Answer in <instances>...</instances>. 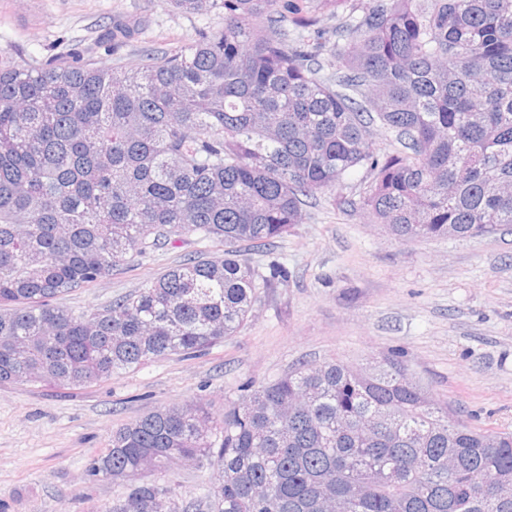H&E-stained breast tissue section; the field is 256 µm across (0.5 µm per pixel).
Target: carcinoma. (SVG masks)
Instances as JSON below:
<instances>
[{
    "instance_id": "1",
    "label": "carcinoma",
    "mask_w": 512,
    "mask_h": 512,
    "mask_svg": "<svg viewBox=\"0 0 512 512\" xmlns=\"http://www.w3.org/2000/svg\"><path fill=\"white\" fill-rule=\"evenodd\" d=\"M224 25L134 66L0 54V384L82 386L235 335L288 271L271 245L353 170L361 209L402 241L512 226V0H358L332 31L306 0H173ZM378 128L390 149L367 138ZM196 233L126 299L57 300L128 255ZM215 481L188 503L143 480ZM127 482L106 512H512V432L476 430L384 354L303 364L224 405L164 407L89 464ZM146 479L171 487L178 498L191 501L201 496L213 482L209 468H197L193 463L179 462L166 472H146Z\"/></svg>"
}]
</instances>
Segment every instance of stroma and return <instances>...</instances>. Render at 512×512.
I'll return each mask as SVG.
<instances>
[{
  "label": "stroma",
  "mask_w": 512,
  "mask_h": 512,
  "mask_svg": "<svg viewBox=\"0 0 512 512\" xmlns=\"http://www.w3.org/2000/svg\"><path fill=\"white\" fill-rule=\"evenodd\" d=\"M170 0H0V53L19 63L60 56L134 64L220 26ZM117 24L134 27L114 43ZM368 182L366 169L318 194L301 224L274 247L249 252L256 269L276 260L287 281L261 292L245 326L192 357L173 355L79 388L0 384V512H105L126 485L91 476L113 432L162 407L206 404L222 417L244 383L264 384L298 364L400 356L433 396L473 427L512 432V228L479 237L405 242L337 206ZM222 244L192 234L65 295L74 311L134 293L197 253ZM152 480L178 498L201 496L209 468L180 462Z\"/></svg>",
  "instance_id": "1"
}]
</instances>
